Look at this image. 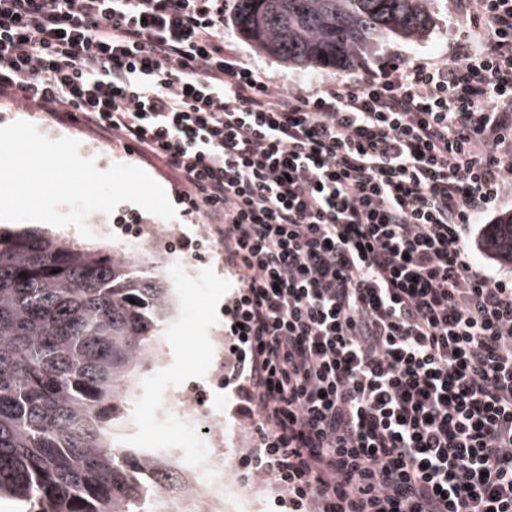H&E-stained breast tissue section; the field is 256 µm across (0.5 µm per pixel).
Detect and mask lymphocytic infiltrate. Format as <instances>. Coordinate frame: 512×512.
Returning a JSON list of instances; mask_svg holds the SVG:
<instances>
[{
  "label": "lymphocytic infiltrate",
  "mask_w": 512,
  "mask_h": 512,
  "mask_svg": "<svg viewBox=\"0 0 512 512\" xmlns=\"http://www.w3.org/2000/svg\"><path fill=\"white\" fill-rule=\"evenodd\" d=\"M229 0H0V98L161 162L238 281L239 467L285 512H512V0L447 56L285 87ZM512 214V191L506 197L505 202L498 208L485 222L493 219L490 224L494 225L493 234L490 238L492 247L504 258L508 259L512 263V245L509 247L507 243H512V215L504 217L499 224H496L498 219L504 215ZM475 255L479 261L489 263L494 267H502L511 269L512 264L498 259L495 256H491L488 253L475 252Z\"/></svg>",
  "instance_id": "lymphocytic-infiltrate-1"
}]
</instances>
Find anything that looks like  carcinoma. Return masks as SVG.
<instances>
[{
    "mask_svg": "<svg viewBox=\"0 0 512 512\" xmlns=\"http://www.w3.org/2000/svg\"><path fill=\"white\" fill-rule=\"evenodd\" d=\"M430 22L429 0H236L235 10L262 51L336 68ZM490 242L512 262V215ZM171 312L170 289L125 248L0 229V499L28 512H166L157 492L193 493L176 462L116 438Z\"/></svg>",
    "mask_w": 512,
    "mask_h": 512,
    "instance_id": "carcinoma-1",
    "label": "carcinoma"
}]
</instances>
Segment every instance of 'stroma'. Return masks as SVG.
<instances>
[{"instance_id":"1","label":"stroma","mask_w":512,"mask_h":512,"mask_svg":"<svg viewBox=\"0 0 512 512\" xmlns=\"http://www.w3.org/2000/svg\"><path fill=\"white\" fill-rule=\"evenodd\" d=\"M448 2L430 0L432 20L421 37L407 39L392 33L382 36L353 67L344 70L331 66L289 64L268 55L235 31L233 15L229 12L224 15V32L231 43L272 71L279 82L305 87L316 78L347 80L365 66L383 64L395 54L403 58L441 56L454 36ZM18 120L33 123L48 139L72 138L79 141L81 156L95 158L98 169H107L114 163L134 165L144 169L162 187L170 185L171 173L159 161H149L138 154L112 148L80 125L58 124L31 114L21 105L0 103V126ZM132 212L138 214L139 223H122V216ZM87 224L94 234V243L106 247L121 246L141 236L151 235L156 239V270L173 290L174 310L155 349V360L140 371L139 387L129 402L130 427L125 432V440L132 448L176 447L179 439L176 424L162 423L157 419L165 396L172 390L192 381L206 384L215 413L223 414L226 397L223 389L211 382L214 358L208 348L211 338L223 335L225 331L224 305L237 281L225 270L220 248L209 239L208 223L203 215L181 212L175 219L167 221L124 203L109 216L92 213ZM191 259L197 260V271L188 275L182 265ZM252 430V425L225 416L224 477L228 484L250 491L249 512H274L271 493L259 479H244L237 468V450Z\"/></svg>"}]
</instances>
